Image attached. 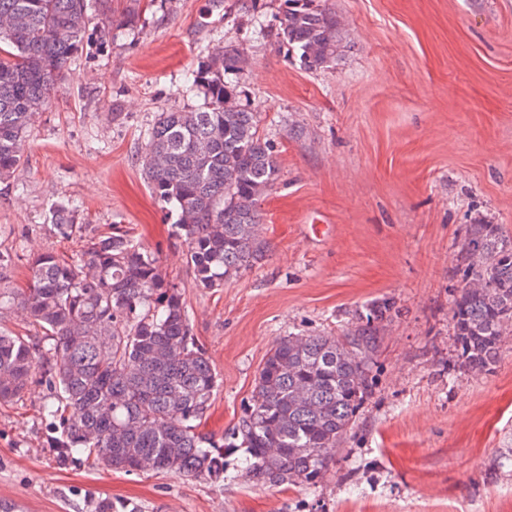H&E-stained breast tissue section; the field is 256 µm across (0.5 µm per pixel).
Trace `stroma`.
Listing matches in <instances>:
<instances>
[{
	"mask_svg": "<svg viewBox=\"0 0 512 512\" xmlns=\"http://www.w3.org/2000/svg\"><path fill=\"white\" fill-rule=\"evenodd\" d=\"M284 0H108L136 24L90 20L85 42L27 132L15 189L0 193V251L72 253L119 224L180 289L218 376L199 426L229 438L257 371L289 334L337 335L381 297L384 330L336 465L313 486L106 470L62 459L33 383L0 406V504L24 512H512V330L494 369L454 365V266L466 224L512 235V0H320L340 23L332 66L304 69L275 38ZM243 52L236 101L257 112L279 180L261 208L270 251L224 287H197L173 217L140 157L158 113L201 110L187 80L216 46ZM76 201V232L49 212ZM72 209L63 205L56 206L50 217V225L52 226L55 234L60 237L67 238L72 235L76 229V224H72Z\"/></svg>",
	"mask_w": 512,
	"mask_h": 512,
	"instance_id": "stroma-1",
	"label": "stroma"
}]
</instances>
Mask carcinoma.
Instances as JSON below:
<instances>
[{
    "mask_svg": "<svg viewBox=\"0 0 512 512\" xmlns=\"http://www.w3.org/2000/svg\"><path fill=\"white\" fill-rule=\"evenodd\" d=\"M104 0H0V184L8 190L26 132L49 103ZM336 14L314 0H287L276 38L307 70L338 59ZM235 52H211L195 74L203 110L160 112L147 133L142 170L186 244L198 287L221 288L269 251L261 202L279 177L257 113L235 102L224 74ZM56 206L55 234L76 229ZM25 287L0 276V314L17 309L38 336L0 327V404L33 380L49 390L43 415L52 447L110 470H166L218 479L224 447L245 449L241 477L261 486L315 485L350 438L372 391L370 368L391 298L355 314L337 336L289 335L267 353L249 407L224 445L197 431L218 379L191 335L178 287L154 252L114 225L71 255L32 256ZM452 324L459 369L489 371L512 327V237L498 224H469L455 266Z\"/></svg>",
    "mask_w": 512,
    "mask_h": 512,
    "instance_id": "1",
    "label": "carcinoma"
}]
</instances>
